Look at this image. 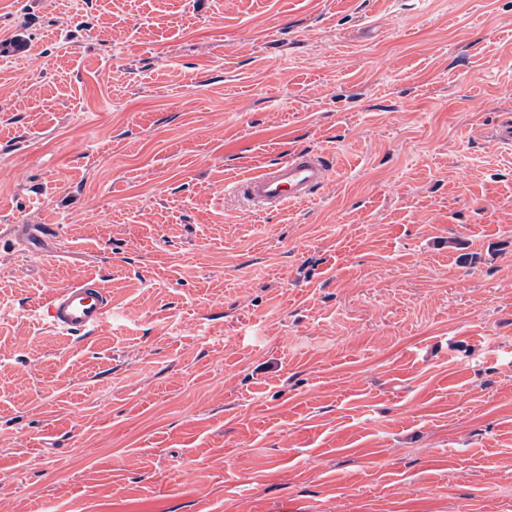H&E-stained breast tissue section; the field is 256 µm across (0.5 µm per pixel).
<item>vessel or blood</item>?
<instances>
[{
  "label": "vessel or blood",
  "instance_id": "1",
  "mask_svg": "<svg viewBox=\"0 0 512 512\" xmlns=\"http://www.w3.org/2000/svg\"><path fill=\"white\" fill-rule=\"evenodd\" d=\"M331 175L324 155L302 150L243 177L237 186L258 207L273 209L309 202ZM40 312L59 333L99 332L110 325L112 295L99 280L82 278L54 289Z\"/></svg>",
  "mask_w": 512,
  "mask_h": 512
}]
</instances>
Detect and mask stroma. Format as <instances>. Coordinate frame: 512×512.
<instances>
[{"label":"stroma","instance_id":"35a3bbf8","mask_svg":"<svg viewBox=\"0 0 512 512\" xmlns=\"http://www.w3.org/2000/svg\"><path fill=\"white\" fill-rule=\"evenodd\" d=\"M18 36L0 512H512V0H0ZM300 149L312 201L229 192ZM81 277L112 326L55 335Z\"/></svg>","mask_w":512,"mask_h":512}]
</instances>
